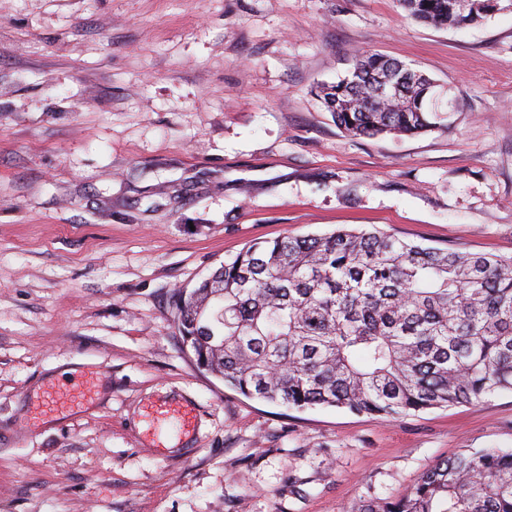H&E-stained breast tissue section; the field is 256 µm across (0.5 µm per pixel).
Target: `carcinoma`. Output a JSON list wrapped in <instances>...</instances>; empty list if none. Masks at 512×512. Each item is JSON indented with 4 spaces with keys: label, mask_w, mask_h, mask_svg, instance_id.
<instances>
[{
    "label": "carcinoma",
    "mask_w": 512,
    "mask_h": 512,
    "mask_svg": "<svg viewBox=\"0 0 512 512\" xmlns=\"http://www.w3.org/2000/svg\"><path fill=\"white\" fill-rule=\"evenodd\" d=\"M399 2L411 19L457 28L501 0L466 14L453 0ZM404 72L397 59L360 54L320 98L352 136L444 128L431 79ZM392 81L396 96L379 97ZM174 305L197 365L248 398L394 418L512 392V259L340 228L254 243ZM356 512H512V450L444 459L404 495Z\"/></svg>",
    "instance_id": "carcinoma-1"
}]
</instances>
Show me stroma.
Instances as JSON below:
<instances>
[{
    "instance_id": "obj_1",
    "label": "stroma",
    "mask_w": 512,
    "mask_h": 512,
    "mask_svg": "<svg viewBox=\"0 0 512 512\" xmlns=\"http://www.w3.org/2000/svg\"><path fill=\"white\" fill-rule=\"evenodd\" d=\"M450 89L448 128L351 137L356 55ZM376 228L512 258V10L398 0H0V512H354L512 449V392L399 418L200 370L172 294L253 242ZM101 372L97 402L53 388ZM474 1L477 5L474 9ZM459 0L457 11L453 0H399L406 16L439 28H457L478 22L499 9L501 0ZM471 9V10H470ZM470 10L466 14V11Z\"/></svg>"
}]
</instances>
